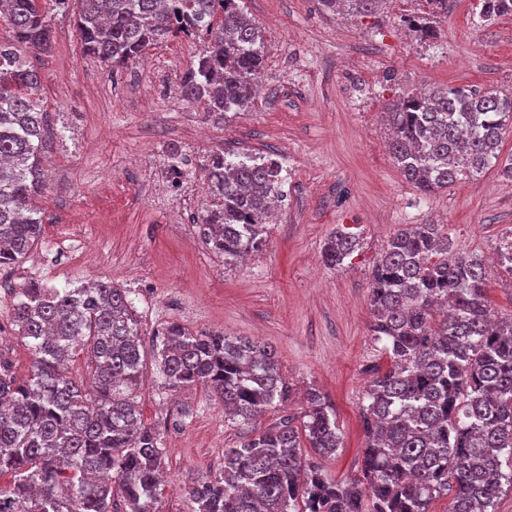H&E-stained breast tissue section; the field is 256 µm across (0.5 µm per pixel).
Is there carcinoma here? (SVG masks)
I'll return each mask as SVG.
<instances>
[{
  "instance_id": "obj_1",
  "label": "carcinoma",
  "mask_w": 512,
  "mask_h": 512,
  "mask_svg": "<svg viewBox=\"0 0 512 512\" xmlns=\"http://www.w3.org/2000/svg\"><path fill=\"white\" fill-rule=\"evenodd\" d=\"M70 0H0V270L43 237L34 199L58 134L39 103L41 76L30 56L51 48L53 15ZM351 14L379 0H347ZM512 14V0H485L482 17ZM75 26L84 51L112 69L152 45L196 37L204 48L185 72L181 96L225 120L252 99L263 70L262 30L240 0H79ZM390 149L406 181L429 196L462 175L499 166L512 179L503 134L512 96L445 86L390 108ZM203 243L236 264L259 250L266 216L283 198L282 164L220 149L203 156ZM361 247L338 230L321 253L329 269ZM133 291L109 280L92 286L15 292L7 318L32 350L28 379L0 375V512H160L166 451L145 424L144 338ZM370 335L390 365L367 383L361 476L334 481L323 461L341 447L334 409L310 387L303 412L275 350L222 331L193 332L178 321L155 333L152 359L165 387L202 386L224 403V420L246 428L224 449V467L186 482L189 512H496L512 489V319L493 318L483 263L450 253L436 224H402L374 266ZM90 378L73 375L80 355ZM284 415L262 426L269 410Z\"/></svg>"
}]
</instances>
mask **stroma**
<instances>
[{"instance_id": "obj_1", "label": "stroma", "mask_w": 512, "mask_h": 512, "mask_svg": "<svg viewBox=\"0 0 512 512\" xmlns=\"http://www.w3.org/2000/svg\"><path fill=\"white\" fill-rule=\"evenodd\" d=\"M242 5L265 37L266 93L223 123L172 92L202 49L196 39L154 45L144 60L115 72L86 55L72 15L55 16L51 50L37 63L42 108L61 132L36 200L44 234L23 263L0 271V324L15 289L29 281L63 288L108 279L134 290L143 334L174 320L272 346L297 391L314 387L328 397L343 441L324 466L333 478L350 479L365 448V384L388 366L369 332L368 285L398 225H439L452 254L486 261L494 315L512 318V276L487 261L512 235V193L501 170L422 196L397 168L383 118L386 104L423 85L512 95V16L481 25L465 0H450L435 43L421 49L401 10L386 6L349 19L323 12L318 0ZM172 144L194 157L224 148L282 160L278 216L245 263L225 265L196 233L200 169L181 191L166 190ZM345 227L362 246L342 268L328 269L322 248ZM85 241L95 247L91 261L60 250ZM31 363L24 341L5 327L0 366L22 380ZM145 378L137 403L166 448L160 510L189 512L186 481L217 474L241 430L225 423L205 389L171 391L152 365ZM183 408L190 417L174 425Z\"/></svg>"}]
</instances>
